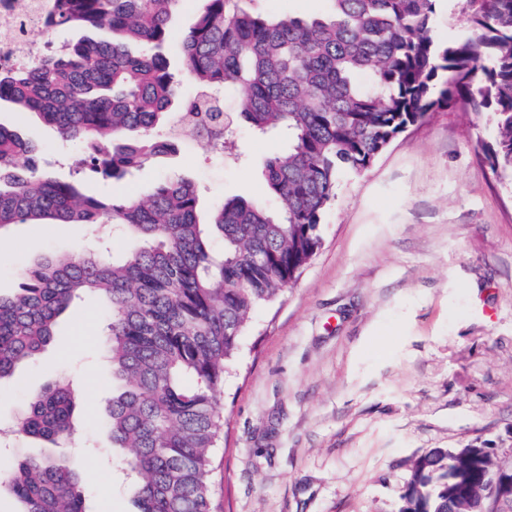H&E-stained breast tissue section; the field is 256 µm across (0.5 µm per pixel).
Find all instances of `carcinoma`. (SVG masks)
<instances>
[{
  "label": "carcinoma",
  "mask_w": 512,
  "mask_h": 512,
  "mask_svg": "<svg viewBox=\"0 0 512 512\" xmlns=\"http://www.w3.org/2000/svg\"><path fill=\"white\" fill-rule=\"evenodd\" d=\"M52 31L82 36L30 65L0 70V102L34 113L84 151L79 168L120 179L173 149L155 129L180 119L225 142L215 91L241 93L239 118L279 132L268 157L270 202L232 197L207 218L192 182L161 181L145 200L84 192L36 162L41 148L0 124V236L14 224L109 227L130 240L119 255L89 245L51 254L0 294V380L35 360L57 319L84 294L107 309L112 449L124 455L137 512H213L211 459L223 428L217 404L228 362L253 313L273 303L321 247L319 226L343 170L362 171L408 126L437 108L496 116L487 149L512 170V0H462L473 35L435 42L436 0H332L309 21L200 0L182 40L183 71L161 52L179 0H54ZM106 31V36L98 35ZM143 52L134 54L130 44ZM187 75L196 93L172 104ZM76 397L56 382L32 394L16 426L53 445L74 433ZM494 477L481 453L418 457L401 512H448V494ZM19 512H86L85 488L61 456L13 459L0 477Z\"/></svg>",
  "instance_id": "cac0c4a2"
}]
</instances>
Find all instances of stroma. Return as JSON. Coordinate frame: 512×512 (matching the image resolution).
I'll list each match as a JSON object with an SVG mask.
<instances>
[{"label":"stroma","instance_id":"obj_1","mask_svg":"<svg viewBox=\"0 0 512 512\" xmlns=\"http://www.w3.org/2000/svg\"><path fill=\"white\" fill-rule=\"evenodd\" d=\"M270 15L327 17L331 0H250ZM461 0L433 15L441 44L469 37ZM0 125L41 145L58 177L80 150L34 116L0 103ZM237 150L178 147L125 180L87 177L90 192L147 198L182 176L202 211L230 197L267 199L265 160L287 148L236 122ZM494 116L428 113L365 170L343 171L320 226L322 245L297 280L259 308L229 363L224 431L213 454L215 512H399L414 459L434 448H488L512 465V171L482 145ZM83 224L12 226L0 247V293L19 268L84 248ZM101 305L62 316L34 364L0 381V434L10 454L65 455L89 512H134L111 461L104 416L112 396ZM76 388L74 446L16 430L23 397L59 380Z\"/></svg>","mask_w":512,"mask_h":512}]
</instances>
